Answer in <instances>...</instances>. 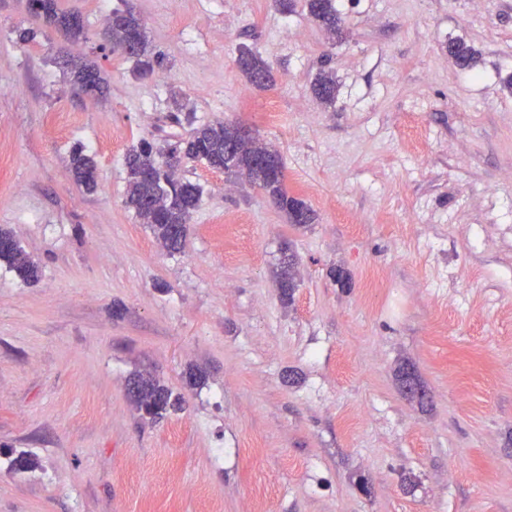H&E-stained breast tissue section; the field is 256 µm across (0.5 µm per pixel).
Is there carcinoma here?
I'll use <instances>...</instances> for the list:
<instances>
[{"label": "carcinoma", "instance_id": "1", "mask_svg": "<svg viewBox=\"0 0 512 512\" xmlns=\"http://www.w3.org/2000/svg\"><path fill=\"white\" fill-rule=\"evenodd\" d=\"M40 6L28 10L42 22L64 32L74 41L85 38V24L80 14L59 6V0H39ZM311 18L331 36L341 32L343 19L336 7V0H307ZM112 21L105 22L104 34L109 42L119 44L129 36H139V48L126 58L134 61V73L142 76L160 66L159 56L147 40L142 19L129 7L116 8L110 14ZM448 53L461 68L476 64L473 48L461 40L448 44ZM71 86L78 87L87 80H94L98 90H103V78L91 64L69 61ZM237 66L251 86L265 90L273 85L274 76L270 63L252 48L243 46L238 50ZM315 99L330 107L336 99V78L331 69H322L312 85ZM269 154L278 166H283L277 151L259 144L243 141L238 136L237 126L224 121L202 124L193 129L189 139L177 141L169 153L159 155L153 146L143 143L125 158L127 187L125 203L146 224L154 236L171 252L180 251L186 235L181 226L191 221L198 209L202 189L185 180L176 171L184 160L203 161L214 168L224 165V172L245 177L252 185L263 190L268 197L288 216L291 224H309L312 211L302 201L288 195L285 176L271 177L253 165V156L258 151ZM95 167L93 160L84 154V147L73 148L70 156L71 172L79 183L88 189L95 187L86 181V174ZM151 168L154 178H143V170ZM5 262L25 282L39 278V268L31 262L13 235L0 228V262ZM132 400L138 410L151 420L158 421L171 411L180 409L183 397L175 395L156 381L137 375L130 381Z\"/></svg>", "mask_w": 512, "mask_h": 512}]
</instances>
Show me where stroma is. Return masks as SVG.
<instances>
[{
  "instance_id": "stroma-1",
  "label": "stroma",
  "mask_w": 512,
  "mask_h": 512,
  "mask_svg": "<svg viewBox=\"0 0 512 512\" xmlns=\"http://www.w3.org/2000/svg\"><path fill=\"white\" fill-rule=\"evenodd\" d=\"M129 2L164 58L150 81L101 37L120 0H60L77 44L0 0V226L40 269L0 263V512H512V0H339L335 43L305 0ZM66 56L105 92L75 98ZM218 120L278 150L313 221L190 161L202 201L168 252L125 204V156ZM78 143L92 191L69 171ZM410 368L425 400L401 389ZM137 374L182 409L143 418ZM236 62L247 83L254 88L265 90L273 85L271 65L259 52L248 46L240 47ZM315 99L325 107L333 105L336 99V78L331 69H322L317 74L312 85Z\"/></svg>"
}]
</instances>
